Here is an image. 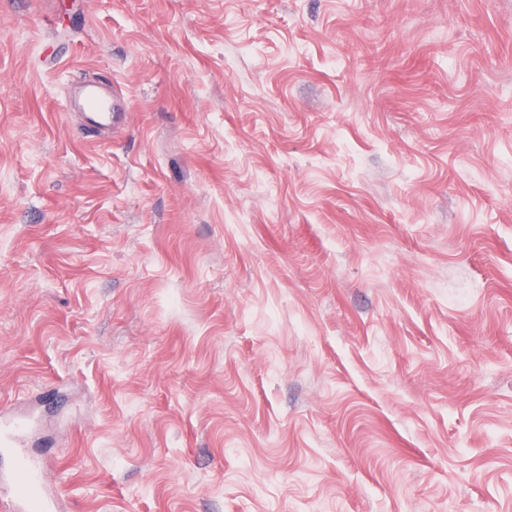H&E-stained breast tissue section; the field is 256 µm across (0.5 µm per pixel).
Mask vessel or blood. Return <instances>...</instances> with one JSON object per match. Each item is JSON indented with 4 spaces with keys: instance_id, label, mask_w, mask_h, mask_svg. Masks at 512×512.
<instances>
[{
    "instance_id": "b4317fda",
    "label": "vessel or blood",
    "mask_w": 512,
    "mask_h": 512,
    "mask_svg": "<svg viewBox=\"0 0 512 512\" xmlns=\"http://www.w3.org/2000/svg\"><path fill=\"white\" fill-rule=\"evenodd\" d=\"M121 101L117 83L86 81L71 106L89 128L115 129L125 117ZM24 443L21 428L0 426V446L14 451L12 468L0 472V512H66V500L47 481L45 463L30 457Z\"/></svg>"
}]
</instances>
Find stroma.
<instances>
[{"instance_id":"stroma-1","label":"stroma","mask_w":512,"mask_h":512,"mask_svg":"<svg viewBox=\"0 0 512 512\" xmlns=\"http://www.w3.org/2000/svg\"><path fill=\"white\" fill-rule=\"evenodd\" d=\"M1 408L71 512H512V0H0ZM78 101L71 100L72 111L85 116L90 129L118 128L124 121L125 112L120 103L124 101L116 81L103 85L96 81H82Z\"/></svg>"}]
</instances>
